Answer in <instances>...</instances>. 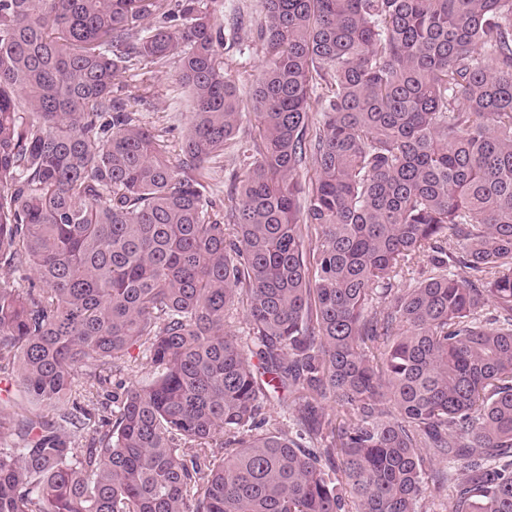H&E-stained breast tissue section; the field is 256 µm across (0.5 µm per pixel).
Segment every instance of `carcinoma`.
Wrapping results in <instances>:
<instances>
[{"label":"carcinoma","mask_w":512,"mask_h":512,"mask_svg":"<svg viewBox=\"0 0 512 512\" xmlns=\"http://www.w3.org/2000/svg\"><path fill=\"white\" fill-rule=\"evenodd\" d=\"M218 2L0 0V265L28 281H0V370L52 414L0 407V512H416L448 459V512H512V0H261L227 211ZM171 56L175 163L117 83ZM135 350L150 384L78 441L79 369L90 393ZM210 178L207 179V193L210 198L229 209L234 202L233 173L239 169V160L232 148L224 150V155L208 164Z\"/></svg>","instance_id":"obj_1"}]
</instances>
